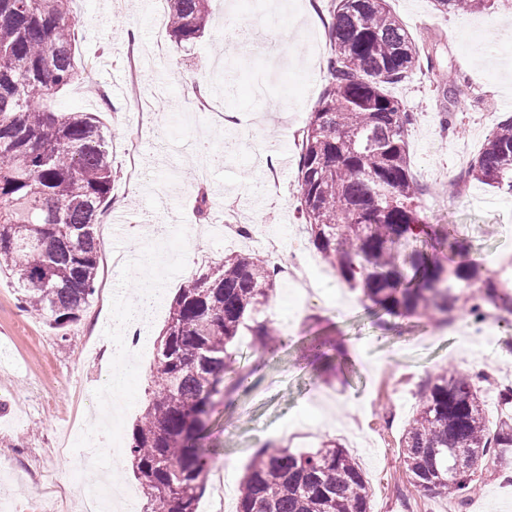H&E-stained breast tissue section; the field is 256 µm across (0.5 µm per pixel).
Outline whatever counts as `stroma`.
Returning a JSON list of instances; mask_svg holds the SVG:
<instances>
[{
    "label": "stroma",
    "instance_id": "stroma-1",
    "mask_svg": "<svg viewBox=\"0 0 512 512\" xmlns=\"http://www.w3.org/2000/svg\"><path fill=\"white\" fill-rule=\"evenodd\" d=\"M278 13L256 20L250 0H210L211 20L194 44L164 38L165 54L152 51L155 39L152 0H76L78 31L75 58L92 65L91 74L43 101L60 112L100 115L117 172L111 198L124 201L131 223L122 236L100 243L96 291L79 320L60 335L23 310L11 279L0 277V498L9 512H49L51 495L44 473L57 475L65 488L98 482L86 470L74 478L54 450L65 437L82 394L91 411L102 406L101 383L112 364L103 337L121 334L122 299L110 288L135 295L153 289L160 307L146 328L159 335L170 304L185 280L205 263L227 252L223 237L192 242L191 254L157 278L152 267L124 264V257L148 252L149 238L166 237L181 245L198 221L220 224L224 205L237 206V221L263 226L292 246L303 230L296 219V167L280 172V195L265 189L263 153L275 140L291 142L304 128L327 84L326 70H313L316 55L330 56L328 8L310 18L307 0H280ZM394 14L417 44L425 45L436 68L420 67L390 92L414 114L408 141L415 177L428 192L422 198L426 223L459 224L470 254L489 263L498 280H512L492 266L493 258L512 254V192L475 181L460 183L463 155H474L496 124L512 116V0L474 12L443 14L432 0H388ZM139 49L141 80L131 86L125 68L129 46ZM208 88V101L220 112L239 114L238 126L214 124L185 92L186 77ZM457 85L443 93L441 81ZM103 89L110 107L88 95ZM138 132L140 166L147 179H129L131 132ZM446 180H438V172ZM207 195L206 218H198L197 201ZM267 314L288 331V344L276 356L257 350L249 334L237 344L236 365L251 370L253 391L232 395L211 420L218 447L216 464L245 474L256 450L266 444L302 451L332 438L346 442L349 417L360 414L365 449L356 451L372 489L371 512H448L452 501L411 488L399 459L398 443L418 406L420 383L438 370H471L494 362L485 390L490 416L503 407V370L512 371V331L497 329L485 349L463 336L479 330L468 324L439 323L434 317L404 320L394 331L377 326L361 289L335 274L323 282L322 299L299 305L285 283H278ZM318 336L342 338L351 350L348 370H330L309 350ZM149 362H141L126 383L130 406L117 420L130 439L145 401ZM463 512H512V475L497 469L472 494Z\"/></svg>",
    "mask_w": 512,
    "mask_h": 512
}]
</instances>
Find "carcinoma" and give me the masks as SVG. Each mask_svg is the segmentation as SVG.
Instances as JSON below:
<instances>
[{
    "instance_id": "carcinoma-1",
    "label": "carcinoma",
    "mask_w": 512,
    "mask_h": 512,
    "mask_svg": "<svg viewBox=\"0 0 512 512\" xmlns=\"http://www.w3.org/2000/svg\"><path fill=\"white\" fill-rule=\"evenodd\" d=\"M74 0H0V273L16 278L19 304L61 332L95 292L97 213L116 177L104 125L92 112L58 115L36 103L77 77ZM210 0H166L170 36L194 43ZM441 13L486 0H434ZM329 81L301 131L298 215L309 244L376 311L431 315L489 306L512 315V291L470 258L455 224H425L424 188L411 167L413 115L388 86L420 65L417 43L387 0H331ZM462 181L512 190V118L499 122ZM277 287L268 260L231 251L178 289L154 342L151 386L128 453L142 512H197L209 467L206 421L251 385L235 362L240 330L274 353L284 336L264 313ZM482 374L442 369L418 390L399 456L418 491L463 507L478 470L512 456V417L489 431ZM370 487L334 440L293 453L260 448L244 476L238 512H370Z\"/></svg>"
}]
</instances>
